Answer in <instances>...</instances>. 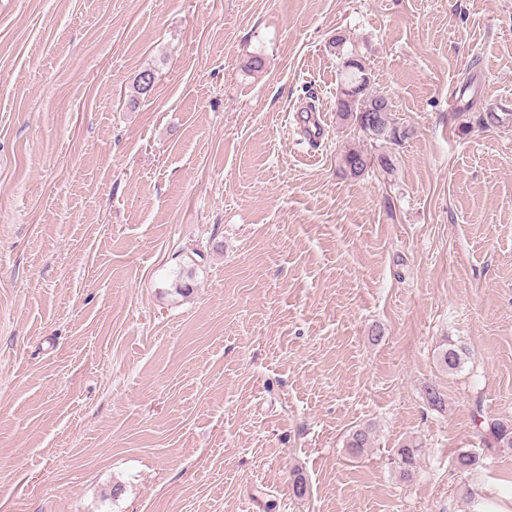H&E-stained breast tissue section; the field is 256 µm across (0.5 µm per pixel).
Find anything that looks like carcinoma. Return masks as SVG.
<instances>
[{
	"label": "carcinoma",
	"instance_id": "carcinoma-1",
	"mask_svg": "<svg viewBox=\"0 0 512 512\" xmlns=\"http://www.w3.org/2000/svg\"><path fill=\"white\" fill-rule=\"evenodd\" d=\"M370 84V74L360 59L350 56L343 61L341 82L336 95L338 118L343 122L354 124L372 139L399 142L408 138L410 129L398 127L392 122L389 98L371 89ZM376 162L385 169L392 166L387 156H379L374 160L370 154L355 147L346 149L340 159L343 172L351 177L363 175ZM466 355L465 348L450 344L441 350L438 361L443 369L452 374L462 368ZM424 394L430 406L441 411L446 410L447 397L437 385L424 386ZM480 426L490 437L487 446L512 451V420L484 415ZM371 442L370 429L358 428L350 434L346 448L358 455L370 447ZM422 452V444L414 440H408L396 449L394 463L402 478H413ZM454 464L464 473L476 472L483 467L480 455L464 448L457 450Z\"/></svg>",
	"mask_w": 512,
	"mask_h": 512
}]
</instances>
